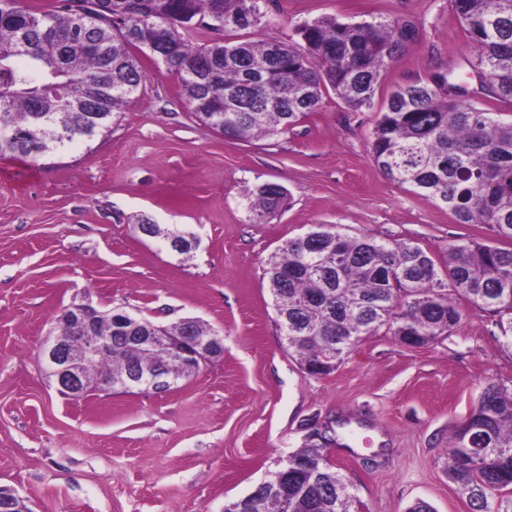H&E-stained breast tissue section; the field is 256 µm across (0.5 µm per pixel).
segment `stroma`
Segmentation results:
<instances>
[{"instance_id":"1","label":"stroma","mask_w":512,"mask_h":512,"mask_svg":"<svg viewBox=\"0 0 512 512\" xmlns=\"http://www.w3.org/2000/svg\"><path fill=\"white\" fill-rule=\"evenodd\" d=\"M321 16L408 19L420 31L388 67L390 92L436 70L468 76L477 48L449 0H272L259 39L295 40ZM139 93L92 140L36 166L0 157V486L30 512H222L312 428L343 439L326 453L359 512H471L446 475L454 433L488 385L512 392V349L494 317L460 301V323L409 346L362 337L331 374L312 376L274 322L263 268L285 242L322 224L411 240L441 257L484 238L445 206L387 179L368 147L375 112L328 98L292 131L249 143L188 111L175 75L143 57ZM289 198L256 223L245 187ZM189 231L192 256L161 247L141 217ZM168 326L220 331L221 358L161 394L97 391L73 400L47 378L41 345L62 310L84 302Z\"/></svg>"}]
</instances>
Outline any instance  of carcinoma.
Listing matches in <instances>:
<instances>
[{
    "mask_svg": "<svg viewBox=\"0 0 512 512\" xmlns=\"http://www.w3.org/2000/svg\"><path fill=\"white\" fill-rule=\"evenodd\" d=\"M268 0H65L38 13L26 0H0V155L32 164L109 128L142 87L135 51L175 74L188 109L224 138L249 142L294 128L334 95L353 111L370 108L389 63L416 42L408 21L320 17L296 25L298 42L252 39ZM477 54L481 90L512 100V0H450ZM371 156L392 181L443 204L459 224H481L498 247L474 239L450 244L437 260L411 240L350 236L318 225L288 240L264 277L288 350L311 376L334 371L362 337L385 329L429 343L451 332L462 312L448 290L496 318L512 348V122L463 98L437 71L392 91L370 133ZM288 190L266 182L245 191L253 219L265 222ZM138 229L180 255L187 232L148 221ZM189 347L217 332L196 320L165 327ZM157 324L120 308L102 311L86 335L112 340L93 362L83 395L120 382H179L199 366L155 344ZM488 439L480 459L465 454L472 429ZM322 443L289 454L282 490L240 497L234 512H358L351 485ZM448 479L472 512H512V393L487 388L457 428Z\"/></svg>",
    "mask_w": 512,
    "mask_h": 512,
    "instance_id": "carcinoma-1",
    "label": "carcinoma"
}]
</instances>
